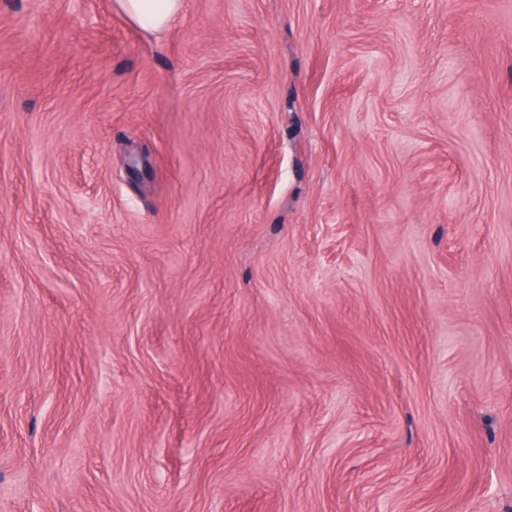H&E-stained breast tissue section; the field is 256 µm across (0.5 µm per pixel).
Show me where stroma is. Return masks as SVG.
<instances>
[{
	"label": "stroma",
	"mask_w": 512,
	"mask_h": 512,
	"mask_svg": "<svg viewBox=\"0 0 512 512\" xmlns=\"http://www.w3.org/2000/svg\"><path fill=\"white\" fill-rule=\"evenodd\" d=\"M0 512H512V0H0ZM113 9L141 29L159 34L182 13L183 0H114Z\"/></svg>",
	"instance_id": "35a3bbf8"
}]
</instances>
